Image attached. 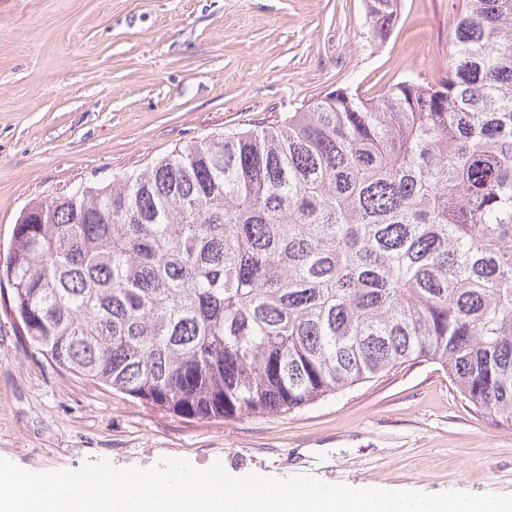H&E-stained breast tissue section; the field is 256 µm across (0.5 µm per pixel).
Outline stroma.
I'll use <instances>...</instances> for the list:
<instances>
[{"mask_svg": "<svg viewBox=\"0 0 512 512\" xmlns=\"http://www.w3.org/2000/svg\"><path fill=\"white\" fill-rule=\"evenodd\" d=\"M458 0H0V265L25 208L339 87L440 79ZM0 457L33 472L182 457L234 476L512 494V425L414 361L296 413L173 415L51 367L0 302ZM398 0H366L365 11L370 37L374 41L384 40L397 19Z\"/></svg>", "mask_w": 512, "mask_h": 512, "instance_id": "obj_1", "label": "stroma"}]
</instances>
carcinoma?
<instances>
[{
	"label": "carcinoma",
	"mask_w": 512,
	"mask_h": 512,
	"mask_svg": "<svg viewBox=\"0 0 512 512\" xmlns=\"http://www.w3.org/2000/svg\"><path fill=\"white\" fill-rule=\"evenodd\" d=\"M398 9L365 0L373 40ZM0 283L57 370L174 415L291 414L431 361L512 423V0H462L439 81L32 203Z\"/></svg>",
	"instance_id": "cac0c4a2"
}]
</instances>
